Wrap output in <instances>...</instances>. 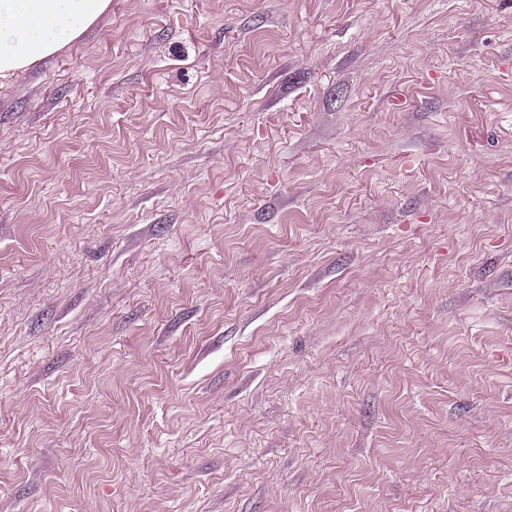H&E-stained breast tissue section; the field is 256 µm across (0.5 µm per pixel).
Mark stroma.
<instances>
[{"mask_svg": "<svg viewBox=\"0 0 512 512\" xmlns=\"http://www.w3.org/2000/svg\"><path fill=\"white\" fill-rule=\"evenodd\" d=\"M0 512H512V0H112L0 80Z\"/></svg>", "mask_w": 512, "mask_h": 512, "instance_id": "obj_1", "label": "stroma"}]
</instances>
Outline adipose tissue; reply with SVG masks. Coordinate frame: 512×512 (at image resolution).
Wrapping results in <instances>:
<instances>
[{"instance_id": "obj_1", "label": "adipose tissue", "mask_w": 512, "mask_h": 512, "mask_svg": "<svg viewBox=\"0 0 512 512\" xmlns=\"http://www.w3.org/2000/svg\"><path fill=\"white\" fill-rule=\"evenodd\" d=\"M111 0H0V79L78 39Z\"/></svg>"}]
</instances>
